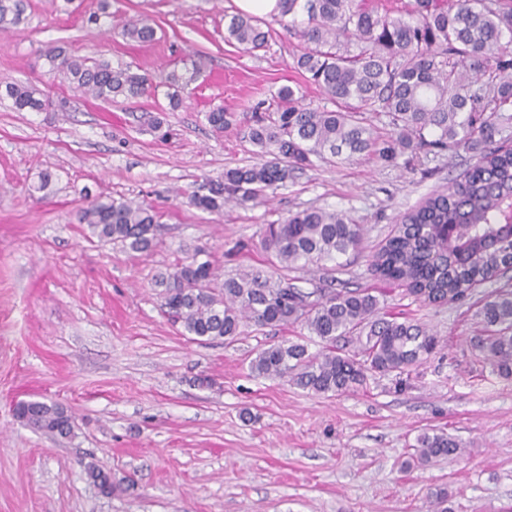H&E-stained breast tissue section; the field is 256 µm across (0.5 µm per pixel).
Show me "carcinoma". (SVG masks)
Masks as SVG:
<instances>
[{"mask_svg":"<svg viewBox=\"0 0 512 512\" xmlns=\"http://www.w3.org/2000/svg\"><path fill=\"white\" fill-rule=\"evenodd\" d=\"M280 22L302 47L294 68L303 79L341 105L327 110L303 104L299 86L278 88L276 111L254 112L247 138L264 161L224 170L188 197L189 205L220 214L230 203L244 205L284 185L292 172L313 166L312 157L353 160L372 156L390 163L459 149L479 161L442 192L404 213L394 234L372 259L383 281L405 287L427 305L447 306L470 298L479 285L498 279L512 256V0H413L379 9L377 0H279ZM23 0H0V28L16 25ZM248 14L231 17L226 41L247 52L268 46L271 30ZM122 35L139 43L155 40L146 18H131ZM50 70L74 88L103 101L135 99L152 79L127 65L76 57L62 48L43 54ZM196 71L173 69L162 84L173 108L178 92ZM17 112L53 107L22 83L5 85ZM385 114L392 127L382 134L365 114ZM208 124L224 131L239 123L235 112L218 107ZM91 237L119 243L134 253L158 245L159 216L151 208L120 198L96 199L80 214ZM364 228L343 211L310 207L281 224L262 228L261 244L271 273L243 270L221 276L202 252L156 276L163 307L197 341L234 339L242 327L279 329L303 325L316 337L314 353L300 342L268 344L249 362L250 372L317 395L336 396L367 385L376 376L396 384L431 357L439 339L409 319L378 314L367 289L324 283L343 267L338 262L362 250ZM306 274L309 288L296 285ZM481 333L470 343L482 362L512 377V288L505 285L480 300ZM14 417L51 438L73 432L66 407L47 400L17 403ZM464 445L439 429L418 435L407 464L425 466L462 454Z\"/></svg>","mask_w":512,"mask_h":512,"instance_id":"obj_1","label":"carcinoma"}]
</instances>
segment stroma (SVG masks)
<instances>
[{
	"instance_id": "1",
	"label": "stroma",
	"mask_w": 512,
	"mask_h": 512,
	"mask_svg": "<svg viewBox=\"0 0 512 512\" xmlns=\"http://www.w3.org/2000/svg\"><path fill=\"white\" fill-rule=\"evenodd\" d=\"M21 22L0 29V84L23 82L52 103L16 112L0 103V512H429L447 486L454 512H512V378L467 345L474 300L420 303L373 276L370 263L405 211L476 161L445 152L413 163L371 158L315 162L265 202L210 214L189 193L226 168L259 163L242 131H215L206 112L267 109L278 87L302 85L304 101L334 109L292 67L297 40L278 15L267 48L227 42L232 0H111L116 20L149 16L156 39L140 44L90 20L98 0H26ZM60 46L161 76L195 60L201 73L177 109L166 86L104 103L50 71ZM47 190H39L42 174ZM100 196L125 197L162 215L148 254L93 242L80 211ZM307 207L344 210L366 229L343 257L337 282L379 293L381 312L416 319L440 339L403 387L390 378L332 397L252 374L249 361L274 339L304 341L306 328L246 326L231 340L200 343L164 312L158 272L204 250L223 274L268 269L263 225ZM47 397L72 414L74 434L55 440L23 426L13 405ZM439 428L464 459L409 472L399 465L418 434ZM135 485L105 497L84 466Z\"/></svg>"
}]
</instances>
